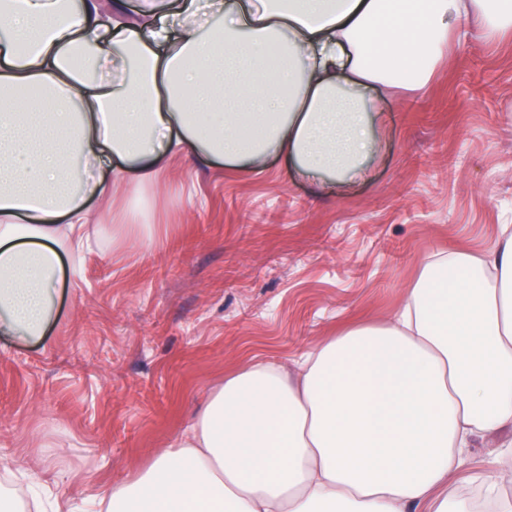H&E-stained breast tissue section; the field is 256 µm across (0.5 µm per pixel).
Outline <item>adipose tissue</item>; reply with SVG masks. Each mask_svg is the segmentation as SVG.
<instances>
[{
  "instance_id": "adipose-tissue-1",
  "label": "adipose tissue",
  "mask_w": 512,
  "mask_h": 512,
  "mask_svg": "<svg viewBox=\"0 0 512 512\" xmlns=\"http://www.w3.org/2000/svg\"><path fill=\"white\" fill-rule=\"evenodd\" d=\"M0 0V333L45 336L89 195L178 155L353 180L387 88L452 40L512 32V0ZM218 35H209V26ZM115 181L102 183L104 169ZM512 433V228L424 261L394 320L356 319L296 372L254 360L100 512H470L476 436Z\"/></svg>"
}]
</instances>
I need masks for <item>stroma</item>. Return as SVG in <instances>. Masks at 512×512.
<instances>
[{
	"instance_id": "35a3bbf8",
	"label": "stroma",
	"mask_w": 512,
	"mask_h": 512,
	"mask_svg": "<svg viewBox=\"0 0 512 512\" xmlns=\"http://www.w3.org/2000/svg\"><path fill=\"white\" fill-rule=\"evenodd\" d=\"M364 179L329 187L180 158L91 197L100 254L64 277L47 335H0V476L81 512L132 479L247 361L292 364L355 318L392 319L424 257L512 225V36L451 45L376 128ZM136 224L151 246L113 238ZM511 433L477 437L462 494Z\"/></svg>"
}]
</instances>
